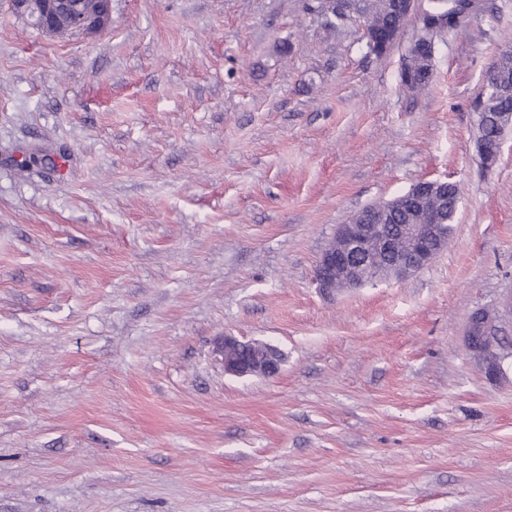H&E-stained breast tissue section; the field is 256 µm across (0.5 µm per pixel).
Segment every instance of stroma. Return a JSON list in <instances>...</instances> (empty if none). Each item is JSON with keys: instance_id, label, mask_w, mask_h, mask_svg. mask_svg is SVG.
Segmentation results:
<instances>
[{"instance_id": "obj_1", "label": "stroma", "mask_w": 512, "mask_h": 512, "mask_svg": "<svg viewBox=\"0 0 512 512\" xmlns=\"http://www.w3.org/2000/svg\"><path fill=\"white\" fill-rule=\"evenodd\" d=\"M308 0H112L49 35L0 0V512H512V129L482 170L470 104L512 0L399 72ZM291 43L288 55L278 47ZM461 188L423 270L332 295L338 225ZM283 355L225 374L224 334ZM433 54L416 53L409 48L399 73L401 85L410 92H419L428 86L433 76ZM474 357L484 374L490 378H497L505 371L504 364L507 360H511V350H477Z\"/></svg>"}]
</instances>
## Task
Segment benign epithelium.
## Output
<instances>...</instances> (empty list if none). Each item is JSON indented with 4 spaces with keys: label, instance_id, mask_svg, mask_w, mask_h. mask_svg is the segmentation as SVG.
<instances>
[{
    "label": "benign epithelium",
    "instance_id": "7a95c632",
    "mask_svg": "<svg viewBox=\"0 0 512 512\" xmlns=\"http://www.w3.org/2000/svg\"><path fill=\"white\" fill-rule=\"evenodd\" d=\"M112 0H96L92 13L72 20L62 14L59 0H17L18 10L29 14L35 26L54 35L68 27H80L87 34L107 30L112 23ZM405 17L417 18L414 40L425 38L423 19L428 15L417 10L416 0H405ZM373 213L359 211L345 224L336 228L332 242L321 253L314 274L316 288L323 294H332L341 288H360V269L373 260V250L385 254L397 253L408 246L413 255L410 264L397 267V275L406 278L428 266L437 253L447 247L443 225L437 213L423 216L419 223L406 225L402 240H394L381 234L380 225L372 221ZM216 353L224 367V373L235 377L273 376L280 369V355L274 347L256 356L250 353V343L236 336L224 335L217 341ZM474 357L484 374L497 378L504 372V364L512 358L509 349L477 350Z\"/></svg>",
    "mask_w": 512,
    "mask_h": 512
}]
</instances>
